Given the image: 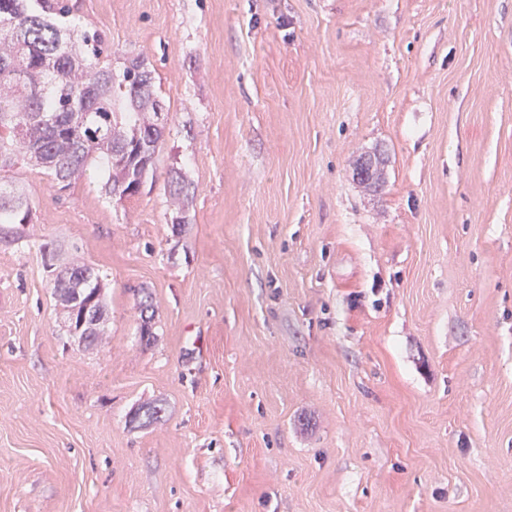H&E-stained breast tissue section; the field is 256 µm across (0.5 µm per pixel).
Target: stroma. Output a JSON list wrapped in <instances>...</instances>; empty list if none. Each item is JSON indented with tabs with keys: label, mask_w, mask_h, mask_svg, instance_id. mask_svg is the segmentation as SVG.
I'll use <instances>...</instances> for the list:
<instances>
[{
	"label": "stroma",
	"mask_w": 512,
	"mask_h": 512,
	"mask_svg": "<svg viewBox=\"0 0 512 512\" xmlns=\"http://www.w3.org/2000/svg\"><path fill=\"white\" fill-rule=\"evenodd\" d=\"M63 2L168 120L137 195L9 175L0 512H512V0ZM62 268H70L73 271L72 276H76V281L74 284H72L69 279L67 281L58 278H56L54 281L51 280L54 294L57 297V300L63 306V308H66L65 302H69L71 296L75 293V288L79 287L81 288V291L84 293V295L80 294L77 291L74 294L75 300L73 301V303L81 302L84 296L89 298H95L96 301L94 306L98 308L101 315L104 317L105 311L101 301V292L103 288L104 278L100 275L99 271H96L95 268L86 264H76L71 266H64ZM71 270L64 271L58 268L53 272V275L59 274L61 276L68 277L72 272ZM84 273H89L88 278H84ZM79 275L81 276V278H79ZM73 303L71 302L70 304ZM93 303L94 299H91L84 303L82 320L78 323L77 328H75L74 322L71 325H69V322L67 321L69 333L72 336H79V338L82 341L88 343L92 342L93 339L94 341L97 340V337L100 336V326L103 323V317L100 318V313L95 311L94 308H92ZM92 332L98 335L90 336Z\"/></svg>",
	"instance_id": "1"
}]
</instances>
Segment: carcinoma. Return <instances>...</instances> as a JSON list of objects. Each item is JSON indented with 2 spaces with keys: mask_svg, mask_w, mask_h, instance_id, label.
<instances>
[{
  "mask_svg": "<svg viewBox=\"0 0 512 512\" xmlns=\"http://www.w3.org/2000/svg\"><path fill=\"white\" fill-rule=\"evenodd\" d=\"M0 174L36 165L68 188L91 172L106 176L105 191L130 197L154 175L164 104L152 72L139 57L122 77L103 60L101 36L67 25L61 0H0ZM28 197L0 187V224L31 218ZM75 282L52 281L60 304L81 288L104 311L103 277L86 264L70 266Z\"/></svg>",
  "mask_w": 512,
  "mask_h": 512,
  "instance_id": "cac0c4a2",
  "label": "carcinoma"
}]
</instances>
